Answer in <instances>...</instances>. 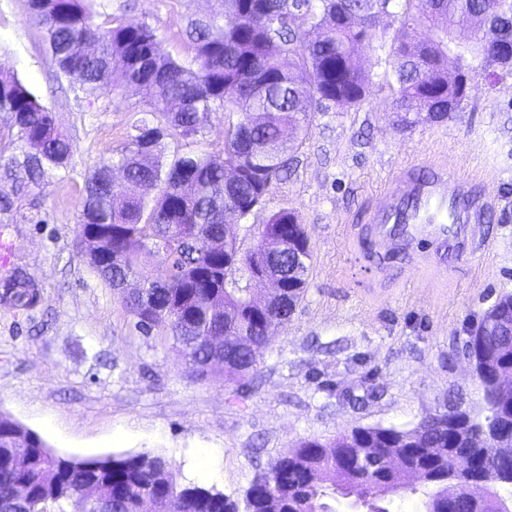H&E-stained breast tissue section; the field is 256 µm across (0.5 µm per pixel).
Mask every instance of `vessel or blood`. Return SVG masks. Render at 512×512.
I'll return each mask as SVG.
<instances>
[{
	"mask_svg": "<svg viewBox=\"0 0 512 512\" xmlns=\"http://www.w3.org/2000/svg\"><path fill=\"white\" fill-rule=\"evenodd\" d=\"M486 211L487 202L473 192L470 178L452 175L444 166L422 176L405 170L369 219L367 233L380 272H387L394 255L417 257L426 243L441 267L454 265L471 248Z\"/></svg>",
	"mask_w": 512,
	"mask_h": 512,
	"instance_id": "vessel-or-blood-1",
	"label": "vessel or blood"
}]
</instances>
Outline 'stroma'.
Wrapping results in <instances>:
<instances>
[{"mask_svg": "<svg viewBox=\"0 0 512 512\" xmlns=\"http://www.w3.org/2000/svg\"><path fill=\"white\" fill-rule=\"evenodd\" d=\"M97 24L144 20L183 59L185 30L208 0H104ZM371 83L354 107L313 113L288 178L273 184L250 223L288 208L305 224L312 253L304 295L260 354L257 382L202 378L172 341L135 330L79 238L84 179L121 147L145 93L115 90L60 99L43 29L28 0H0V70L14 73L50 108L72 142L68 179L29 189L1 227L0 281L24 269L40 304L0 306V412L74 458L151 452L172 460L178 484L234 496L300 440L355 426L412 428L449 401L483 405L463 356L466 330L512 292V71L471 61L460 111L401 131L384 84L378 43L360 48ZM442 164L472 178L494 202L482 249L454 268L396 262L379 275L364 241L366 217L402 169ZM47 223L31 222L36 212Z\"/></svg>", "mask_w": 512, "mask_h": 512, "instance_id": "obj_1", "label": "stroma"}]
</instances>
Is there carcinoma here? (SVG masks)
<instances>
[{
    "mask_svg": "<svg viewBox=\"0 0 512 512\" xmlns=\"http://www.w3.org/2000/svg\"><path fill=\"white\" fill-rule=\"evenodd\" d=\"M101 0H31L30 14L44 30L59 74L88 99L115 87L150 90L148 108L135 134L115 155L96 165L84 181L80 234L99 243L89 263L149 335L170 338L193 370L207 376L227 370L240 379L258 371L259 351L294 312L307 284L310 250L305 226L281 209L255 229L242 249L224 229L244 224L261 206L273 181L288 177L292 154L309 135L308 103L352 107L363 100L370 69L358 46L372 41L375 14L395 18L389 40L391 71L384 80L393 97L396 128L444 121L461 108L457 87L448 84L450 45L480 51L482 29H464L462 19L512 10V0H214L211 13L191 22L189 62L165 52L145 21L108 28L93 22ZM224 111V147L218 152L179 150L204 135L211 115ZM266 116L251 125V115ZM0 114L16 148L4 169L11 192L0 189V214L12 211L9 194L22 195L68 177L72 143L53 112L18 78L0 72ZM171 144L178 146L168 153ZM236 164L247 175L228 181ZM152 187V196L126 185ZM301 244L264 266L282 274L288 287L266 310L253 309L245 272L264 258L260 240L282 225ZM149 252L161 266L141 265ZM140 288L125 292L129 279ZM0 305L27 310L41 301L38 287L21 269L3 283ZM508 317L493 335L473 338L469 349L483 398L492 400L498 370L512 367V293L497 298ZM474 416L455 407L410 429L357 427L332 439L299 441L271 459L245 490L249 512H336V489L364 499L365 512H504L512 486L492 482L477 501L448 492L451 459L466 455L474 470L512 472V458H491V448L470 442ZM28 464L13 466L18 448ZM46 441L0 413V509L4 512H139L142 500L154 512H237L239 503L200 484L180 486L166 456L137 453L91 458L80 468L71 457L47 451ZM399 459L416 475L410 487L380 497L398 484L383 459ZM29 487L19 501L15 488Z\"/></svg>",
    "mask_w": 512,
    "mask_h": 512,
    "instance_id": "obj_1",
    "label": "carcinoma"
}]
</instances>
